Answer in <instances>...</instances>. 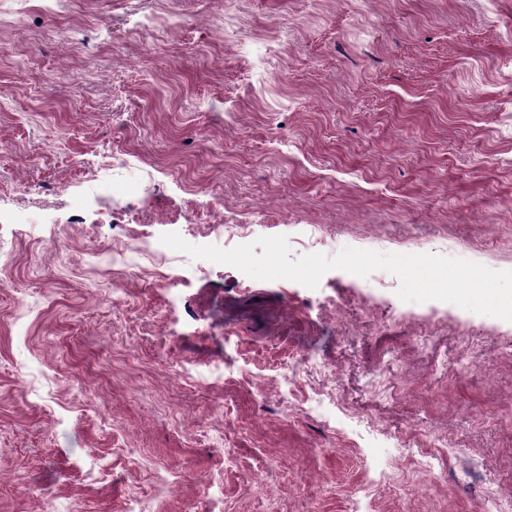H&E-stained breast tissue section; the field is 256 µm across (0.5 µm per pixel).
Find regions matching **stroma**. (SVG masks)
Listing matches in <instances>:
<instances>
[{
    "label": "stroma",
    "mask_w": 512,
    "mask_h": 512,
    "mask_svg": "<svg viewBox=\"0 0 512 512\" xmlns=\"http://www.w3.org/2000/svg\"><path fill=\"white\" fill-rule=\"evenodd\" d=\"M144 170L147 196L108 193ZM238 219L295 258L318 224L329 257L512 270V0H0V512L512 497L511 324L402 307L385 271L311 289L183 254L160 288L112 262ZM403 448L435 469L388 467Z\"/></svg>",
    "instance_id": "1"
}]
</instances>
